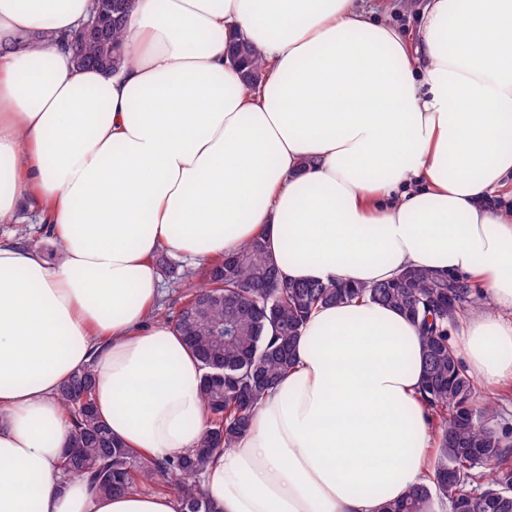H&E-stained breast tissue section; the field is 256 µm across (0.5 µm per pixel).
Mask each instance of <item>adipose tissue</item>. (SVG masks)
<instances>
[{"mask_svg": "<svg viewBox=\"0 0 512 512\" xmlns=\"http://www.w3.org/2000/svg\"><path fill=\"white\" fill-rule=\"evenodd\" d=\"M94 0H0V221L37 208L56 256L0 240V512H179L57 466L58 400L91 369L98 417L162 459L206 427L201 361L152 308L156 256L263 239L291 280L372 284L416 267L491 302L452 343L512 378V0H423L408 39L361 0H136L128 64L81 68L61 37ZM244 38L266 79L226 58ZM422 342L368 301L312 315L294 368L207 464L216 512H379L423 483L435 430Z\"/></svg>", "mask_w": 512, "mask_h": 512, "instance_id": "ef3b65f1", "label": "adipose tissue"}]
</instances>
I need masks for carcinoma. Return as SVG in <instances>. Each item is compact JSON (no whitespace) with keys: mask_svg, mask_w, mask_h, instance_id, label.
I'll return each mask as SVG.
<instances>
[{"mask_svg":"<svg viewBox=\"0 0 512 512\" xmlns=\"http://www.w3.org/2000/svg\"><path fill=\"white\" fill-rule=\"evenodd\" d=\"M133 7L134 0H112V23L102 38L81 29L65 38L79 65L114 73L126 63L122 31ZM227 56L248 86L263 81L265 64L248 41L231 43ZM155 262L172 280L191 276L164 253ZM198 275L200 286L191 291L173 327L205 369L208 422L199 449L153 460L127 448L97 416L87 368L59 392L73 427L71 446L60 462L64 475L84 476L108 495L143 485L172 486L180 512H215L200 478L210 458L246 432L257 403L293 367L295 343L312 312L321 305L361 300L391 307L418 326L421 396L438 417L433 472L402 499L384 502L380 512H436L444 503L450 512H512V428L498 422L495 398L478 399L450 342L458 313L483 301L463 278L409 268L369 286L288 280L259 238Z\"/></svg>","mask_w":512,"mask_h":512,"instance_id":"1","label":"carcinoma"}]
</instances>
